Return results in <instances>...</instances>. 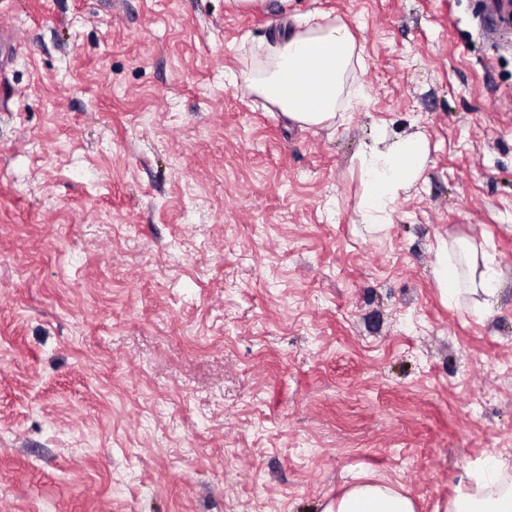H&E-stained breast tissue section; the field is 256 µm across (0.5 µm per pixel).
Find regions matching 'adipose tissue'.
<instances>
[{
    "mask_svg": "<svg viewBox=\"0 0 512 512\" xmlns=\"http://www.w3.org/2000/svg\"><path fill=\"white\" fill-rule=\"evenodd\" d=\"M302 22L303 30L278 42L258 76L246 77L245 83L293 121L306 126L330 124L344 100L362 94L363 65L345 23L323 24L311 15ZM428 157V143L421 135L391 141L380 135L361 149L358 160L364 193L359 212L363 223H384L389 206L419 179ZM454 251L462 254L464 271L451 264ZM434 277L443 295H455L462 284L479 295L485 306L492 305L498 293L495 270L463 242L455 249H442ZM322 512H417V508L414 499L392 483L357 482L330 498ZM443 512H512V485L503 481L498 462L460 480Z\"/></svg>",
    "mask_w": 512,
    "mask_h": 512,
    "instance_id": "obj_1",
    "label": "adipose tissue"
}]
</instances>
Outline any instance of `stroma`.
<instances>
[{
    "instance_id": "35a3bbf8",
    "label": "stroma",
    "mask_w": 512,
    "mask_h": 512,
    "mask_svg": "<svg viewBox=\"0 0 512 512\" xmlns=\"http://www.w3.org/2000/svg\"><path fill=\"white\" fill-rule=\"evenodd\" d=\"M485 0H0V512H418L512 474V44ZM344 21L364 92L306 127L246 88ZM424 135L387 223L358 153ZM498 272L443 300L440 246ZM322 512H417L414 499L390 482H357L330 498Z\"/></svg>"
}]
</instances>
